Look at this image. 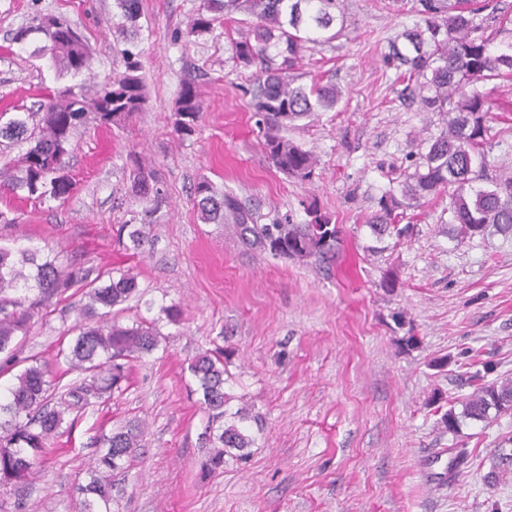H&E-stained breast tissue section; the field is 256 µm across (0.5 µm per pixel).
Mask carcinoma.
<instances>
[{
    "instance_id": "obj_1",
    "label": "carcinoma",
    "mask_w": 512,
    "mask_h": 512,
    "mask_svg": "<svg viewBox=\"0 0 512 512\" xmlns=\"http://www.w3.org/2000/svg\"><path fill=\"white\" fill-rule=\"evenodd\" d=\"M502 0H413L416 23L402 33L403 45L393 42L382 57L387 69L400 72L411 102L421 112L442 116L444 128L430 139L422 168L399 189L390 188L378 199L379 210L367 221L380 241L401 236L396 211L416 207L424 199L448 194V223L459 225L464 238L484 234L493 225L512 235V160L492 161L489 94L479 84L504 76L512 78V32L503 26ZM113 28L125 41L124 71L87 93L83 84L60 90L45 88L36 112H0V144L23 141L26 151L0 165V196L34 200L65 199L71 179L55 176L65 168L72 138L88 113L99 124L122 126L146 105L139 50L142 0H114ZM232 21L237 37L231 39L239 68L250 72L251 108L263 135V150L280 172L301 182L314 175L317 158L281 135L295 122L336 108L341 94L336 85L311 80L300 61L309 45L329 44L344 28L340 0H201L187 35L199 36L216 25ZM73 28L56 17L41 16L16 30L11 41L27 44L39 35L40 55L48 54L75 76L89 68L86 39L72 36ZM202 101L193 82L184 83L173 109V132L193 135L202 118ZM157 170L136 165L131 193L145 204L149 216L166 199L152 192ZM192 204L205 224H230L248 249L275 257L327 258L335 254L339 228L317 202L305 207L302 224L261 223V215L231 191L219 192L203 176L193 189ZM129 239L137 249L143 228L121 225L119 242ZM73 288L86 289L87 301L77 309L79 332L64 358L68 370L83 375L51 401L55 378L48 368L32 361L17 374L0 397V486L25 488L47 454L51 441L70 430L65 416L108 397L128 381L129 363L157 350L161 333L156 322L143 319L122 325L106 317L138 292L137 277L128 271L98 273L76 261L62 263L48 245L0 244V373L20 364L16 338L26 334L32 321L50 312L55 301ZM208 412L205 443L209 447L201 471L207 476L224 471L226 458L243 460L255 445L250 422L257 421L247 405L230 411L234 396L225 391L224 353L205 351L188 364ZM492 371L483 366L470 375L473 391L463 411L446 410L440 424L457 435L461 419L483 422L490 410L512 411V379L486 381ZM138 424L122 427L103 440L104 450L89 469V481L80 487V512H111L112 477L124 472L142 447ZM450 469L459 474L469 467L471 451L453 444Z\"/></svg>"
}]
</instances>
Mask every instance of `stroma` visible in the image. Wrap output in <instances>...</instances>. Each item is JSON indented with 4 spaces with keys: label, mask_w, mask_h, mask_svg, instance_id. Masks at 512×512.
Returning a JSON list of instances; mask_svg holds the SVG:
<instances>
[{
    "label": "stroma",
    "mask_w": 512,
    "mask_h": 512,
    "mask_svg": "<svg viewBox=\"0 0 512 512\" xmlns=\"http://www.w3.org/2000/svg\"><path fill=\"white\" fill-rule=\"evenodd\" d=\"M200 0H143L140 23L147 102L123 127L81 126L66 159L69 199L19 201L6 238L49 242L94 271L136 274L140 300L120 323L159 319L162 338L132 364L122 391L79 412L31 485L0 494V512H78V487L103 437L129 421L144 424L143 446L128 472L112 480V512H512V472L484 476L512 455V414L463 421L459 437L441 431L433 395L456 406L482 363L493 378L512 377V237L494 231L460 238L447 196L406 209V236L383 251L365 222L390 184L412 174L423 143L442 121L405 101L403 83L382 57L416 18L403 0H344L346 27L329 45L307 50L308 76L343 91L335 110L299 121L288 139L318 160L311 181L276 171L249 106L248 73L234 58L233 24L186 37ZM113 0H0V111L32 107L57 87L56 67L31 46L10 44L33 16L66 20L87 40L82 81L121 72L124 44L112 24ZM203 103L188 138L172 131L171 110L184 82ZM497 143L512 159V79L484 85ZM159 170L167 201L146 220L148 237L125 250L120 225L141 214L130 194V157ZM234 192L266 219H306L317 201L341 230L333 258L304 261L246 249L231 226L198 220L191 195L200 177ZM392 276L393 289L381 288ZM35 322L25 355L55 363L60 385L74 380L55 362L67 346L82 300ZM177 305L179 324L161 318ZM417 345L409 347L405 337ZM224 353L230 393L261 418L247 463L229 462L205 477L200 463L207 415L198 404L189 360ZM473 452L451 475L454 441Z\"/></svg>",
    "instance_id": "1"
}]
</instances>
